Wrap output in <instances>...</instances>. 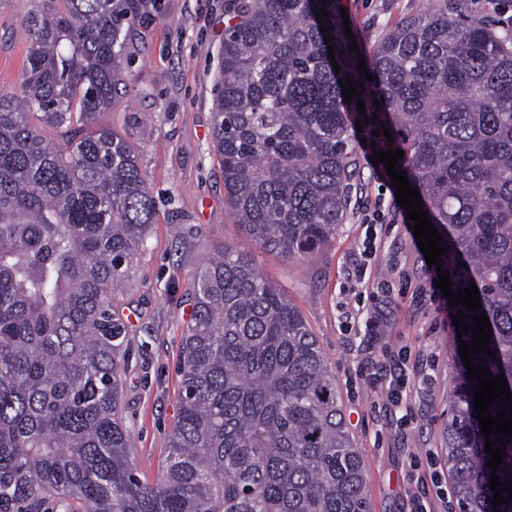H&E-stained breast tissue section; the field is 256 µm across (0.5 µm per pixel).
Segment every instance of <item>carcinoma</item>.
Instances as JSON below:
<instances>
[{"label":"carcinoma","instance_id":"carcinoma-1","mask_svg":"<svg viewBox=\"0 0 512 512\" xmlns=\"http://www.w3.org/2000/svg\"><path fill=\"white\" fill-rule=\"evenodd\" d=\"M158 3L35 0L23 19L24 80L0 96V512H367L364 462L314 334L228 243L194 282L170 454L155 483L136 475L112 298L155 207L136 147L93 119L116 105L130 24ZM233 6L213 99L224 196L258 249L301 259L336 236L348 205L359 58L341 0ZM369 70L450 281L476 285L489 317L496 357L474 365L512 391V28L447 4L391 29ZM347 76L360 84L349 100ZM449 354L462 376L446 431L452 493L464 512H512L492 505L485 450L503 449L496 473L512 484V441L481 433L459 343Z\"/></svg>","mask_w":512,"mask_h":512}]
</instances>
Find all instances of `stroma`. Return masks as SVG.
<instances>
[{"instance_id": "stroma-1", "label": "stroma", "mask_w": 512, "mask_h": 512, "mask_svg": "<svg viewBox=\"0 0 512 512\" xmlns=\"http://www.w3.org/2000/svg\"><path fill=\"white\" fill-rule=\"evenodd\" d=\"M228 0H162L160 17L136 23L127 45L121 103L99 113L96 125L119 132L139 151L152 189L156 222L129 269L112 311L126 326L134 357L123 376L125 416L133 433L139 479L154 482L168 451L177 414V372L191 319V290L201 261L223 243L251 253L264 277L284 288L316 337L336 376L350 436L364 460L369 512H408L412 456L445 460V432L460 381L448 346L455 328L442 325L418 294L424 267L397 224L381 229L383 247L374 280L390 282L388 295L347 275V258L363 234L379 179L365 151L350 204L335 238L304 258L287 260L256 249L241 232L224 198V175L212 143L214 77L229 23ZM443 0H344L361 55L371 57L385 34L405 17L441 7ZM29 0H0V95L21 85L29 41L21 21ZM384 307L383 349L433 347L440 354L431 387L412 397L416 427L407 439L395 432L392 407L356 370L365 356L345 329L343 308Z\"/></svg>"}]
</instances>
